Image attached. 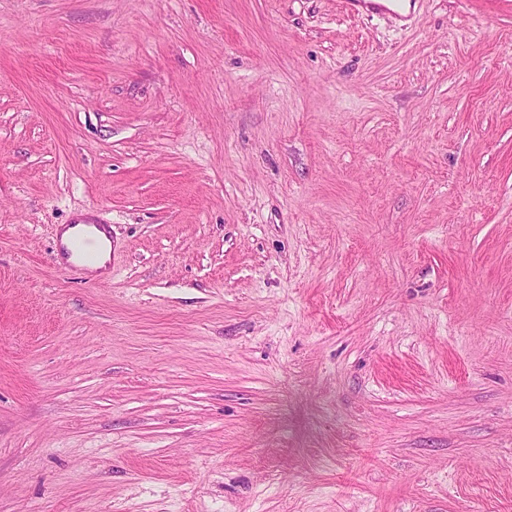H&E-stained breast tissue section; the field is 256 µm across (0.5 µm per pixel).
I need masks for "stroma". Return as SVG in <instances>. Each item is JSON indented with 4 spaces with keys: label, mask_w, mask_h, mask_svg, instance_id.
<instances>
[{
    "label": "stroma",
    "mask_w": 512,
    "mask_h": 512,
    "mask_svg": "<svg viewBox=\"0 0 512 512\" xmlns=\"http://www.w3.org/2000/svg\"><path fill=\"white\" fill-rule=\"evenodd\" d=\"M0 512H512V0H0ZM348 9L351 12H356V7L359 5L364 6L369 12L389 15L394 18L401 17L400 10L402 9V0H345ZM364 1H380V2H364ZM62 247L69 255L70 252L75 253L79 260L78 264H70L72 271L83 267L82 262L91 261L95 256V241L90 237H76L71 243L70 251L65 246Z\"/></svg>",
    "instance_id": "35a3bbf8"
}]
</instances>
